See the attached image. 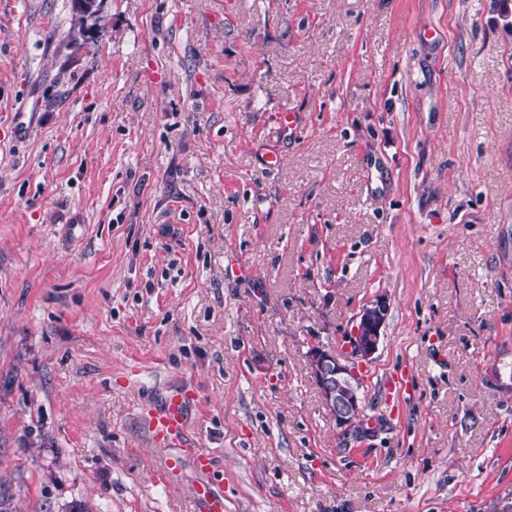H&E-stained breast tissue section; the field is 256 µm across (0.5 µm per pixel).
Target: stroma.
Masks as SVG:
<instances>
[{
    "mask_svg": "<svg viewBox=\"0 0 512 512\" xmlns=\"http://www.w3.org/2000/svg\"><path fill=\"white\" fill-rule=\"evenodd\" d=\"M75 16L0 0L13 512H200L205 479L224 512H512V0ZM380 294L346 431L308 354L349 358ZM176 389L187 445L159 446ZM388 302L384 296H376L360 310L351 336L352 355L370 361L377 352L382 330L388 315ZM184 401L185 395L176 392L163 409L148 414V430L153 440L166 443L183 436L186 423Z\"/></svg>",
    "mask_w": 512,
    "mask_h": 512,
    "instance_id": "obj_1",
    "label": "stroma"
}]
</instances>
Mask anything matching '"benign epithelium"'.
Segmentation results:
<instances>
[{
    "label": "benign epithelium",
    "instance_id": "obj_1",
    "mask_svg": "<svg viewBox=\"0 0 512 512\" xmlns=\"http://www.w3.org/2000/svg\"><path fill=\"white\" fill-rule=\"evenodd\" d=\"M383 296L368 301L360 310L351 336L352 355L370 361L377 352L388 315ZM310 375L322 396V403L336 426L354 427L360 414L359 378L353 368L332 352L314 347L309 351Z\"/></svg>",
    "mask_w": 512,
    "mask_h": 512
}]
</instances>
